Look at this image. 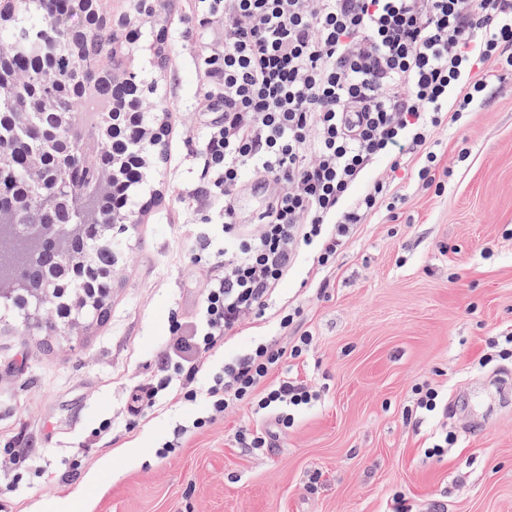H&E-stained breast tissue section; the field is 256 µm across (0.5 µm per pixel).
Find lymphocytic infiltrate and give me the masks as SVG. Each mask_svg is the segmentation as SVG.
<instances>
[{
    "instance_id": "1",
    "label": "lymphocytic infiltrate",
    "mask_w": 512,
    "mask_h": 512,
    "mask_svg": "<svg viewBox=\"0 0 512 512\" xmlns=\"http://www.w3.org/2000/svg\"><path fill=\"white\" fill-rule=\"evenodd\" d=\"M195 21L224 22V37L201 50L204 75L223 119L211 125L199 179L221 200L224 245L202 244L196 263L211 274L192 320L172 318L173 344L128 393L125 432L170 398L205 400L193 429L237 404L267 426L238 433L248 448L273 447L298 409L317 401L305 381L279 375L312 344H257L210 374L206 361L249 317L265 316L273 292L311 249L331 270L354 229L394 211L397 171L443 193L433 135L458 124L512 73V0H195ZM385 172L372 174L380 159ZM273 186L255 231L237 222L244 173ZM372 180L361 195L352 189Z\"/></svg>"
}]
</instances>
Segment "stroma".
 <instances>
[{"mask_svg":"<svg viewBox=\"0 0 512 512\" xmlns=\"http://www.w3.org/2000/svg\"><path fill=\"white\" fill-rule=\"evenodd\" d=\"M193 0H167L140 16L129 70L155 85L168 131L145 194L120 234L103 321L50 335L0 322V445L14 441L40 467L20 500L0 512H59L85 491L86 512H512V360H478L512 331V79L466 120L434 134L446 168L435 195L409 168L396 180L402 203L358 226L336 261L331 286L297 265L278 302L300 307L313 336L301 379L319 393L271 448H243L250 407L237 405L158 454L200 406L170 401L138 430L89 444L105 418L123 422L127 395L174 336L170 317H191L209 278L193 262L219 203L200 187L196 155L222 115L206 108L199 47L223 38L221 22L197 27ZM292 343L276 318L250 322L212 364L260 342ZM447 390L455 444L424 456L438 426L407 420L413 389ZM81 448L77 474L59 458ZM107 476L89 479L101 467Z\"/></svg>","mask_w":512,"mask_h":512,"instance_id":"obj_1","label":"stroma"}]
</instances>
